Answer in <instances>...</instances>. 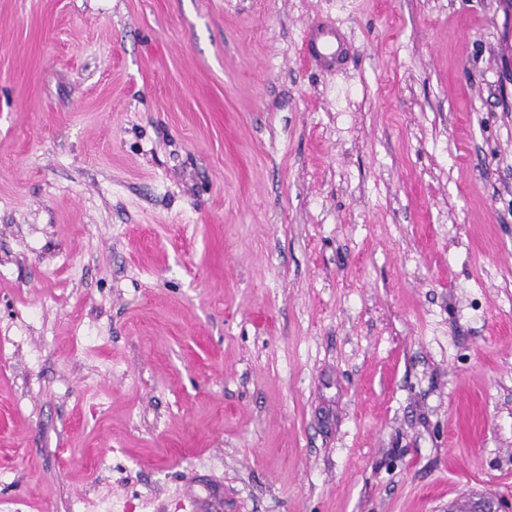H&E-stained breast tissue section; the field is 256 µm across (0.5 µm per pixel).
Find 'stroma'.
<instances>
[{"instance_id":"obj_1","label":"stroma","mask_w":512,"mask_h":512,"mask_svg":"<svg viewBox=\"0 0 512 512\" xmlns=\"http://www.w3.org/2000/svg\"><path fill=\"white\" fill-rule=\"evenodd\" d=\"M489 494L506 0H0V512ZM304 44L311 57L320 66L326 68L336 61L338 41L335 26L316 25L308 28Z\"/></svg>"}]
</instances>
